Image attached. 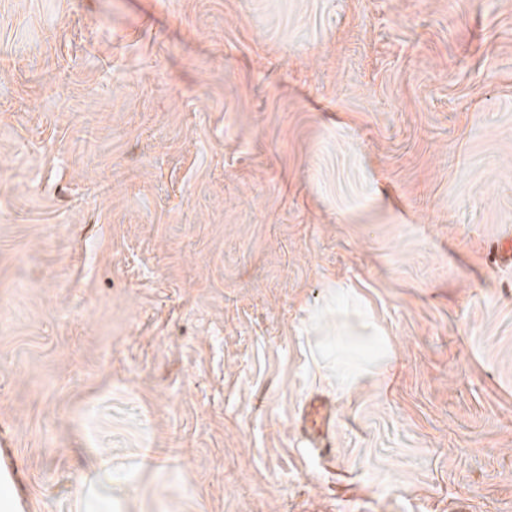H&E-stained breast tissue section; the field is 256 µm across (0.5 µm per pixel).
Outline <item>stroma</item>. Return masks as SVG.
<instances>
[{
	"label": "stroma",
	"instance_id": "obj_1",
	"mask_svg": "<svg viewBox=\"0 0 512 512\" xmlns=\"http://www.w3.org/2000/svg\"><path fill=\"white\" fill-rule=\"evenodd\" d=\"M507 240L512 0H0L23 512H512ZM319 398H311L305 405L302 414V420L306 424L311 423L309 432L305 430L310 448L319 451L322 457L331 454L333 450L332 431L334 429V417L330 408H327L324 402L316 405ZM101 475L112 480V460L97 450L90 449L81 462L75 480V498L83 502L89 496L86 490L93 488Z\"/></svg>",
	"mask_w": 512,
	"mask_h": 512
}]
</instances>
